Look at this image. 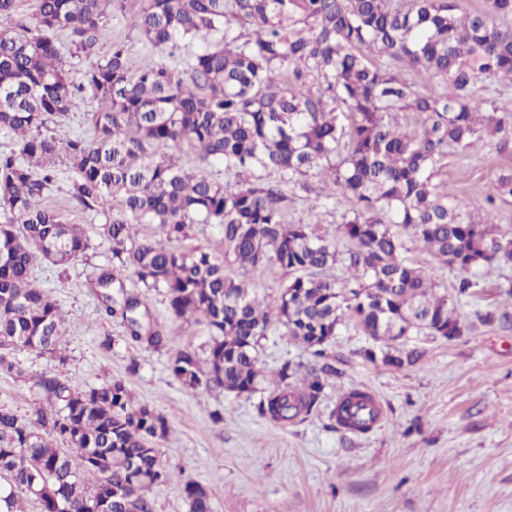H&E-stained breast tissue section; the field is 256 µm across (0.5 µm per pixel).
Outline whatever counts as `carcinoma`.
Segmentation results:
<instances>
[{
	"instance_id": "obj_1",
	"label": "carcinoma",
	"mask_w": 512,
	"mask_h": 512,
	"mask_svg": "<svg viewBox=\"0 0 512 512\" xmlns=\"http://www.w3.org/2000/svg\"><path fill=\"white\" fill-rule=\"evenodd\" d=\"M122 0H36L34 21L17 0H0V132L15 150L0 155V375L21 377L17 353H62L64 314L32 282L42 259L66 267L89 238L43 204L56 160L70 164L71 199L101 212L100 235L117 264L92 282L107 315L149 348L167 346L151 326L147 298L125 293L130 269L149 290H165L176 320L195 319L212 336L206 362L191 347L171 358V374L193 392L258 391L254 352L271 325L283 327L316 360L347 320L387 342L382 361L401 367L421 353L392 346L408 336L451 339L459 316L448 291L408 264L407 241L424 245L457 273L456 297L478 287V272L512 263V237L493 233L496 200L512 197V174L487 195L484 216L448 200L435 182L454 149L491 145L512 153V113L495 101L473 104L482 78L512 82V0L458 15V0H141L134 26L154 46L199 44L183 68L167 63L131 74L126 49L98 55L106 17ZM249 28L234 33L233 26ZM224 33L217 39L215 35ZM96 57L81 82L70 80L56 45ZM386 57L373 60L369 53ZM444 85L413 87L400 71ZM319 82L312 90L310 80ZM91 91L94 137L60 142L50 125ZM413 115L402 124L400 113ZM197 150L186 168L169 151ZM214 163L235 179L228 189ZM266 172L274 178L254 175ZM312 208L321 199L350 205L339 232L349 246L287 219L291 195ZM158 235L135 238L134 226ZM193 224H217L224 253L180 242ZM341 264L350 279L327 271ZM278 267L291 274L274 305L252 294L226 267ZM285 363L258 409L289 424L315 412L333 366ZM42 401L35 418L0 407V512H22L19 495L40 512H154L148 492L170 484L190 512H212L207 489L176 479L157 441L169 433L156 409L135 406L124 381L81 388L58 372L31 378ZM353 390L331 414L337 427L370 432L378 412Z\"/></svg>"
}]
</instances>
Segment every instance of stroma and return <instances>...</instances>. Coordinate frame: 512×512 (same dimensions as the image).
<instances>
[{
  "mask_svg": "<svg viewBox=\"0 0 512 512\" xmlns=\"http://www.w3.org/2000/svg\"><path fill=\"white\" fill-rule=\"evenodd\" d=\"M138 8L139 0H125L124 11L110 15L102 51L124 45L135 73L185 59L186 50L145 41L131 24ZM508 172L512 156L486 147L450 152L437 180L450 197L477 206ZM57 173L45 204L83 225L90 247L66 268L38 262L32 276L66 314V361L22 353L24 377L0 376V406L32 416L37 398L28 379L48 370H61L84 388L123 380L134 404L150 405L167 418L170 430L158 448L180 479L208 488L213 512H512V319H479L488 310L512 316V264L484 269L478 288L457 301L461 336L409 337L406 348L421 353L415 364L394 368L371 361L365 349H384V342L355 323L340 327L326 350L337 373L318 412L285 426L259 415V395L195 393L174 379L168 370L173 354L189 346L207 357L210 332L191 320L172 321L164 292L146 290L126 272L127 291L147 298L152 324L169 337L157 352L128 341L121 318L106 316L89 286L113 265L111 246L98 233L105 218L72 202L65 161H58ZM345 212L331 202L314 211L297 197L288 219L315 224L317 234L337 239L343 249L347 242L338 227ZM256 358L265 389L284 362L304 364L309 355L274 326L260 340ZM353 389L372 393L381 409L366 434L331 426L338 399ZM216 411L224 417L218 424L211 420Z\"/></svg>",
  "mask_w": 512,
  "mask_h": 512,
  "instance_id": "1",
  "label": "stroma"
}]
</instances>
